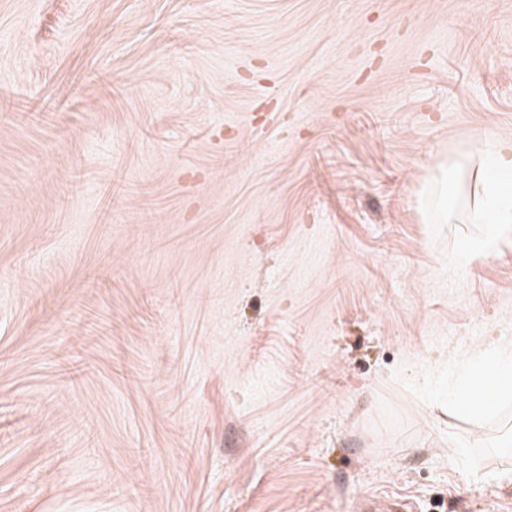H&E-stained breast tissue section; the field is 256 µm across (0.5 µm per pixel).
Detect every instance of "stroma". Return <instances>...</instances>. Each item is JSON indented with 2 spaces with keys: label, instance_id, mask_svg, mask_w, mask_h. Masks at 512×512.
I'll use <instances>...</instances> for the list:
<instances>
[{
  "label": "stroma",
  "instance_id": "1",
  "mask_svg": "<svg viewBox=\"0 0 512 512\" xmlns=\"http://www.w3.org/2000/svg\"><path fill=\"white\" fill-rule=\"evenodd\" d=\"M512 0H0V512H512ZM484 153L489 154L491 168L502 174L512 172V148L503 143L489 141L485 146ZM423 191L424 208L433 223L455 222L467 224H494L473 246L465 243L448 256V263L459 270L468 269L475 257L495 256L499 242L512 235V194L495 190L488 176L483 158L474 166V156H448L439 163ZM470 173L468 210L462 219L448 202V186L465 183ZM512 369V356L502 355L498 357L493 362V373L491 377L484 378L487 389H493L497 394H501L504 397H508L510 393L512 394V387L510 389V384L506 383L502 385L499 382V378L507 375L511 372Z\"/></svg>",
  "mask_w": 512,
  "mask_h": 512
}]
</instances>
